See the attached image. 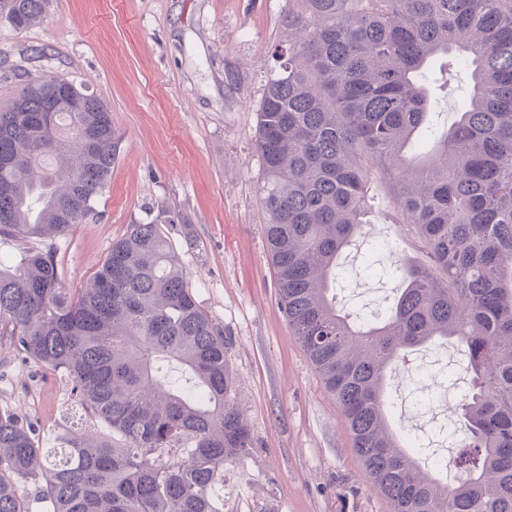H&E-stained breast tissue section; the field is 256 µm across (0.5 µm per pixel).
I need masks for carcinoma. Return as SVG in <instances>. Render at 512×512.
Returning <instances> with one entry per match:
<instances>
[{"mask_svg":"<svg viewBox=\"0 0 512 512\" xmlns=\"http://www.w3.org/2000/svg\"><path fill=\"white\" fill-rule=\"evenodd\" d=\"M46 0H0L16 29ZM275 50L254 143L264 235L288 324L343 413L391 512H512V0H296ZM457 53L473 93L429 140L420 74ZM51 81L0 112V238L53 240L95 214L121 137L97 97L54 111ZM61 154L68 167L53 165ZM382 179L429 263H400L378 323L336 308L342 253ZM71 382L122 444L72 431L44 448L0 410V512H224V464L252 447L230 403L224 336L197 305L158 220L131 224L87 287L65 288L53 250L0 255V340ZM440 339L461 346L471 386L450 484L392 430L388 370ZM185 386L170 381L173 370Z\"/></svg>","mask_w":512,"mask_h":512,"instance_id":"carcinoma-1","label":"carcinoma"}]
</instances>
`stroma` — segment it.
<instances>
[{"label": "stroma", "instance_id": "35a3bbf8", "mask_svg": "<svg viewBox=\"0 0 512 512\" xmlns=\"http://www.w3.org/2000/svg\"><path fill=\"white\" fill-rule=\"evenodd\" d=\"M293 0H47L44 22L17 30L0 18V110L24 80L60 77L85 85L109 107L122 135L96 215L53 243L70 291L86 287L128 225L165 212L163 225L190 273L198 305L224 333L230 402L254 437L224 466V512H390L356 457L342 412L293 336L278 303L259 200L254 152L257 109L287 45ZM472 90L458 67L451 93L432 104L430 128L455 121ZM423 263L411 225L384 204L340 258L345 309H385L399 281L386 269ZM446 354L459 392L470 376L457 344L442 342L393 366L390 419L400 436L418 419L404 402L406 372ZM65 379L0 343V409L33 427L43 447L94 428L70 416Z\"/></svg>", "mask_w": 512, "mask_h": 512}]
</instances>
